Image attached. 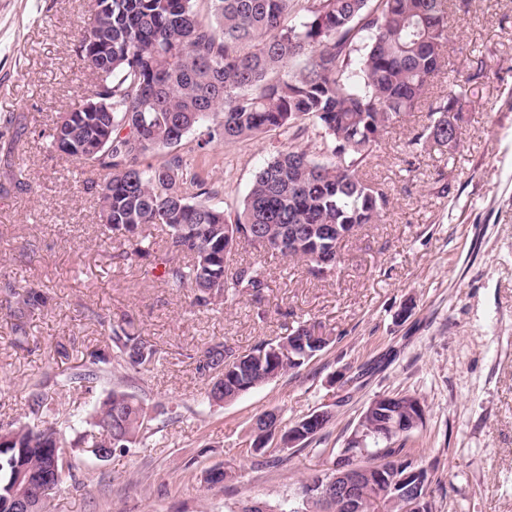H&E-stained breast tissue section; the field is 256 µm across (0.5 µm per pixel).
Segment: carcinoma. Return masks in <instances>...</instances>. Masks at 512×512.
Listing matches in <instances>:
<instances>
[{
  "label": "carcinoma",
  "instance_id": "cac0c4a2",
  "mask_svg": "<svg viewBox=\"0 0 512 512\" xmlns=\"http://www.w3.org/2000/svg\"><path fill=\"white\" fill-rule=\"evenodd\" d=\"M109 4L106 9L101 3ZM206 3L201 8L200 3ZM296 0H94L93 22H83L76 49L86 60L95 41L112 46V57L95 60L97 84L79 104L60 115L48 133L57 152L58 130L67 118L94 110L97 123L74 128L79 140L105 129L102 151L68 155L97 195L98 217L107 239L125 260L141 259L172 288L187 289L191 305L208 309L257 297L266 286L263 266L230 267L225 251L246 225L260 228L267 247L306 267L315 278L334 276L342 262L339 236L375 224L389 204L384 189L359 175L387 129L416 109L445 66L449 38L448 0H306V16L293 19ZM145 113L155 128L147 141L125 122ZM463 108L449 87L435 101L430 123L410 144L458 142ZM178 121L187 138L209 121L208 138L187 154L157 166L150 158L172 148L164 133ZM313 127L329 159H316L296 143ZM279 130L288 143L257 170L242 205L234 212L209 204L214 188L204 164L215 139H248ZM165 235L167 250L154 249L153 232ZM10 316L18 320L46 306L39 288L11 280L0 283ZM335 342L316 321L305 320L285 336L262 341L240 357L222 341L200 350V372L216 373L207 392L219 403L301 368ZM158 348L129 322L108 324L104 349L89 353L69 373V382L92 392L102 378H117L77 420L46 421L53 405L47 382L28 386L25 406L32 421L0 423V512H16L15 495L26 483H62L63 469L48 463L62 455L66 431L84 455L94 448H128L150 432L143 401L124 386L130 373L150 371ZM381 395L369 402L358 426L363 442L336 450L343 462L357 454L386 461L385 475L399 479L413 461L404 448L406 423L426 420L424 400L407 394L390 406ZM399 512L402 505L378 501L365 486L362 512Z\"/></svg>",
  "mask_w": 512,
  "mask_h": 512
}]
</instances>
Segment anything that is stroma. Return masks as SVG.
Wrapping results in <instances>:
<instances>
[{
  "label": "stroma",
  "mask_w": 512,
  "mask_h": 512,
  "mask_svg": "<svg viewBox=\"0 0 512 512\" xmlns=\"http://www.w3.org/2000/svg\"><path fill=\"white\" fill-rule=\"evenodd\" d=\"M451 2L448 66L431 98L484 65L463 102L458 145L411 146L430 122L422 101L363 164L390 203L342 243L333 277L245 244L233 261L263 266L261 299L199 310L144 263L118 258L80 167L48 149L56 118L97 83L76 50L94 0H0V271L49 297L25 318L20 343L0 294V421L24 417L27 385L54 367L56 348L80 359L104 347L105 323L132 320L161 352L134 388L152 434L105 462L75 457L51 512L299 501L301 478L333 461L366 405L398 392L428 405L405 446L432 468L433 512H512V0ZM281 142L272 131L214 143L212 205L236 208ZM16 168L23 184L8 178ZM303 320L322 322L334 344L235 401L208 400L198 348L221 340L244 353ZM323 410L333 418L306 447L251 452L258 415L273 411L288 425ZM218 466L228 480L207 484Z\"/></svg>",
  "instance_id": "obj_1"
}]
</instances>
